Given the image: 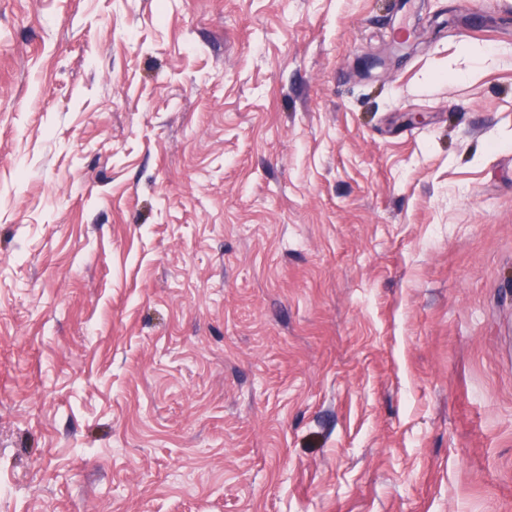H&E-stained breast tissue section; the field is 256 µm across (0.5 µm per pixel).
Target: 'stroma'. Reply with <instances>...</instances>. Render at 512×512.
I'll return each mask as SVG.
<instances>
[{
	"label": "stroma",
	"instance_id": "stroma-1",
	"mask_svg": "<svg viewBox=\"0 0 512 512\" xmlns=\"http://www.w3.org/2000/svg\"><path fill=\"white\" fill-rule=\"evenodd\" d=\"M0 512H512V0H0Z\"/></svg>",
	"mask_w": 512,
	"mask_h": 512
}]
</instances>
